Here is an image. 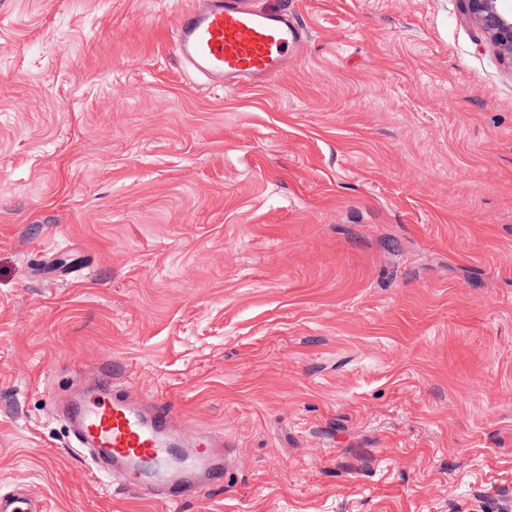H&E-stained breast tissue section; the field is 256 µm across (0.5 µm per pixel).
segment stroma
Masks as SVG:
<instances>
[{
    "mask_svg": "<svg viewBox=\"0 0 512 512\" xmlns=\"http://www.w3.org/2000/svg\"><path fill=\"white\" fill-rule=\"evenodd\" d=\"M200 0H0V492L46 512H512V68L460 0H256L307 31L225 91ZM224 435L145 501L70 444L92 378Z\"/></svg>",
    "mask_w": 512,
    "mask_h": 512,
    "instance_id": "obj_1",
    "label": "stroma"
}]
</instances>
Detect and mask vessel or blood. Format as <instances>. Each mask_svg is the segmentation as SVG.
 Masks as SVG:
<instances>
[{"label":"vessel or blood","instance_id":"1","mask_svg":"<svg viewBox=\"0 0 512 512\" xmlns=\"http://www.w3.org/2000/svg\"><path fill=\"white\" fill-rule=\"evenodd\" d=\"M188 69L224 89L261 86L301 53L306 31L286 11H264L254 0H202L181 13L172 31ZM69 431L97 467L144 499L175 503L224 478V438L203 432L175 436L177 415L166 405L144 407L106 394L72 406ZM0 512H45L24 490L0 494Z\"/></svg>","mask_w":512,"mask_h":512}]
</instances>
